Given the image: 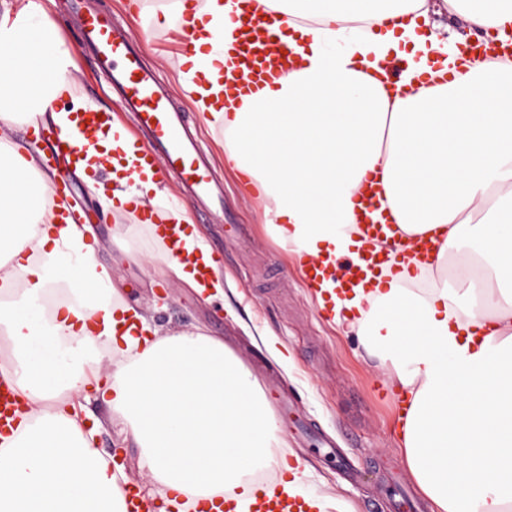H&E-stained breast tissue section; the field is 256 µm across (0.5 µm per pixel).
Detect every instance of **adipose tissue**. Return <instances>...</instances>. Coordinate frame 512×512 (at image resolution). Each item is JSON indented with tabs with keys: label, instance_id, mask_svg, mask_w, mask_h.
<instances>
[{
	"label": "adipose tissue",
	"instance_id": "adipose-tissue-1",
	"mask_svg": "<svg viewBox=\"0 0 512 512\" xmlns=\"http://www.w3.org/2000/svg\"><path fill=\"white\" fill-rule=\"evenodd\" d=\"M282 14L278 38L301 46L250 95L235 97L236 17L249 0H200L185 15L187 82L198 112L224 131V155L268 199L273 235L298 256L356 246V203L378 179L394 233L375 243L388 264L370 290L337 301L334 320L363 340L406 401L399 418L408 470L435 512H512V63L473 59L468 34L446 43L421 32L425 0H259ZM471 31L512 41V0H444ZM398 60L411 76L390 85ZM73 80L49 87L23 64L0 69V126L55 111ZM106 182H98L99 172ZM105 210L158 194L152 173L79 163ZM49 178L0 141V338L25 413L0 436V512H126L121 466L106 461L78 411L95 387L168 503L201 512L225 486V512H251L244 479L273 461L277 422L262 390L221 339L152 337L96 258L89 225L61 224L42 204ZM425 235L430 257L409 241ZM458 256L463 291L441 269ZM63 288L54 309L40 305Z\"/></svg>",
	"mask_w": 512,
	"mask_h": 512
}]
</instances>
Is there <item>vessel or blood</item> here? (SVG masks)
Instances as JSON below:
<instances>
[{"instance_id":"1","label":"vessel or blood","mask_w":512,"mask_h":512,"mask_svg":"<svg viewBox=\"0 0 512 512\" xmlns=\"http://www.w3.org/2000/svg\"><path fill=\"white\" fill-rule=\"evenodd\" d=\"M74 7L82 12V37L92 47L99 67L111 73L112 84L120 93L123 107L139 113L142 125L151 135L152 144L140 148L132 166L133 173L139 175L145 169L164 164L166 170L178 173L188 191L183 201L186 209L197 211L223 204L224 194L203 160L197 135L189 132L184 112L176 108L161 89L155 73L142 67L133 47L132 35L114 29L111 22L99 14L83 12L82 0H75ZM269 24L267 13L255 11L238 34L239 93L248 94L256 90L288 59L299 55L297 48L284 50L274 44ZM40 42L39 33L29 30L24 43L7 44L0 50V58L7 62L17 57L25 58L32 77L40 78L45 59L33 51ZM106 137L118 141L129 139L130 134L115 122L111 113L86 110L78 113L75 130L58 132L53 154L64 157L73 165L86 159ZM364 190L366 195L356 212L360 233L368 239L383 238L386 230L392 229L393 222L389 214L380 209V189L376 182L369 181L365 183ZM133 217L138 223L161 227L163 246L170 255H177L180 227L172 219L170 206L158 204L144 211L137 210ZM364 260V265L359 266L350 255L344 254L332 264L307 262V286L318 290L329 279L337 282L338 296H349L354 288L364 283L368 273L378 272L384 262L382 256L372 253L365 254ZM19 409L12 381L0 375V435L7 433ZM296 504V498L280 490L257 502L254 512H297Z\"/></svg>"}]
</instances>
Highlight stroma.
Returning <instances> with one entry per match:
<instances>
[{
	"label": "stroma",
	"mask_w": 512,
	"mask_h": 512,
	"mask_svg": "<svg viewBox=\"0 0 512 512\" xmlns=\"http://www.w3.org/2000/svg\"><path fill=\"white\" fill-rule=\"evenodd\" d=\"M113 25L134 34L144 63L170 89L195 129L201 130L210 168L224 189L223 207L204 210L194 226L220 263L224 294L207 298L172 278L161 264L141 265L127 252L150 255L161 244L149 225L128 240L127 214L103 212L83 179L66 163L51 164L63 174L75 205L91 217L97 257L110 266L112 279L162 333L202 329L223 338L259 379L276 407L281 446L277 458L301 462L304 492L327 497L325 512H406L399 490L417 491L400 449L398 411L388 390V375L370 360L356 334L321 319L295 257L274 249L261 219L258 192L224 161V133L207 127L184 89L178 57L154 48L180 19L164 18L171 0H89ZM71 0H39L36 12L58 29L57 47L77 87L74 97L58 100L61 110L80 112L95 105L113 111L115 120L135 128L134 113L117 110L108 80L93 58L82 52ZM83 412L99 420L97 446L125 455L124 473L147 499L155 486L126 443L110 409L100 398L83 401Z\"/></svg>",
	"instance_id": "1"
}]
</instances>
